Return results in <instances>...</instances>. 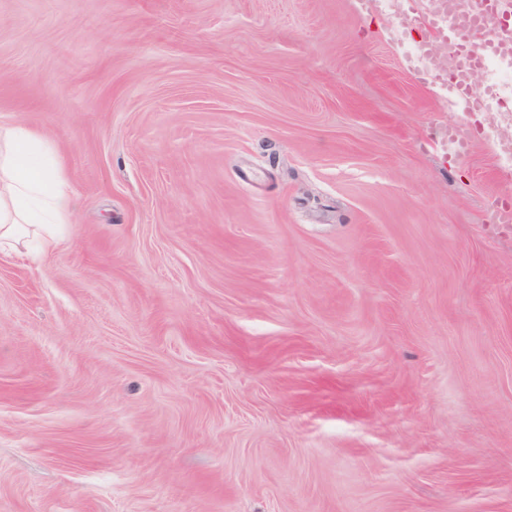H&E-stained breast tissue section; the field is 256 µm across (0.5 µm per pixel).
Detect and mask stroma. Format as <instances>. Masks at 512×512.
Returning a JSON list of instances; mask_svg holds the SVG:
<instances>
[{
	"label": "stroma",
	"mask_w": 512,
	"mask_h": 512,
	"mask_svg": "<svg viewBox=\"0 0 512 512\" xmlns=\"http://www.w3.org/2000/svg\"><path fill=\"white\" fill-rule=\"evenodd\" d=\"M422 2L0 0L74 197L0 251V512H512V167Z\"/></svg>",
	"instance_id": "1"
}]
</instances>
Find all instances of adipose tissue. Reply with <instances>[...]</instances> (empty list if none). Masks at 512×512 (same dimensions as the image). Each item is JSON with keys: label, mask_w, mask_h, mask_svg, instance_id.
<instances>
[{"label": "adipose tissue", "mask_w": 512, "mask_h": 512, "mask_svg": "<svg viewBox=\"0 0 512 512\" xmlns=\"http://www.w3.org/2000/svg\"><path fill=\"white\" fill-rule=\"evenodd\" d=\"M69 211L67 174L54 143L30 126L0 125V249L56 248Z\"/></svg>", "instance_id": "obj_1"}]
</instances>
